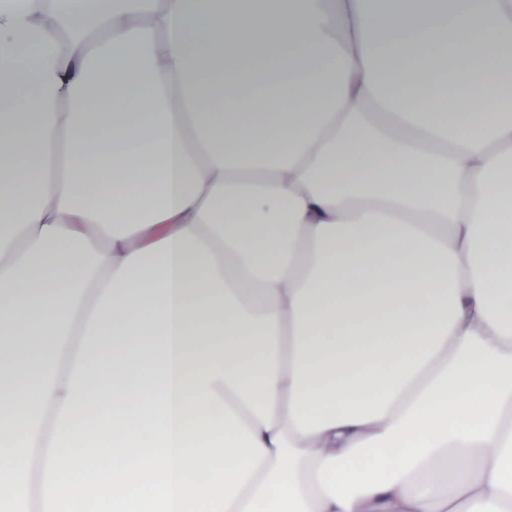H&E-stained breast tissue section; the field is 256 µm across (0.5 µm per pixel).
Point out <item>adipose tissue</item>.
<instances>
[{
    "mask_svg": "<svg viewBox=\"0 0 512 512\" xmlns=\"http://www.w3.org/2000/svg\"><path fill=\"white\" fill-rule=\"evenodd\" d=\"M324 4L0 0V512H512V0Z\"/></svg>",
    "mask_w": 512,
    "mask_h": 512,
    "instance_id": "obj_1",
    "label": "adipose tissue"
}]
</instances>
